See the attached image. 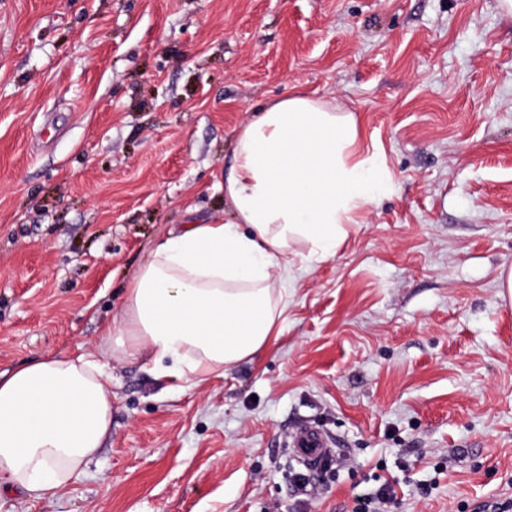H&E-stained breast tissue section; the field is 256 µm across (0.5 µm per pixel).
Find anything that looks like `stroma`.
Instances as JSON below:
<instances>
[{
    "label": "stroma",
    "mask_w": 512,
    "mask_h": 512,
    "mask_svg": "<svg viewBox=\"0 0 512 512\" xmlns=\"http://www.w3.org/2000/svg\"><path fill=\"white\" fill-rule=\"evenodd\" d=\"M355 112L392 175L277 340L196 384L112 360V433L0 512H394L512 496V17L498 0H0V373L99 351L175 224L234 223L222 184L253 106ZM343 466L300 501L288 432ZM334 446L333 438L316 426L300 425L289 435V448L304 465L320 466ZM354 512H393L399 500L392 484L386 481L377 489L356 496Z\"/></svg>",
    "instance_id": "stroma-1"
}]
</instances>
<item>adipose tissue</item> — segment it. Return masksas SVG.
I'll list each match as a JSON object with an SVG mask.
<instances>
[{"instance_id": "1", "label": "adipose tissue", "mask_w": 512, "mask_h": 512, "mask_svg": "<svg viewBox=\"0 0 512 512\" xmlns=\"http://www.w3.org/2000/svg\"><path fill=\"white\" fill-rule=\"evenodd\" d=\"M232 224L169 230L125 287L100 355H46L0 374V479L41 499L67 486L112 428L106 358L202 382L278 335L293 246L334 256L391 182L354 113L298 92L258 105L233 137Z\"/></svg>"}]
</instances>
